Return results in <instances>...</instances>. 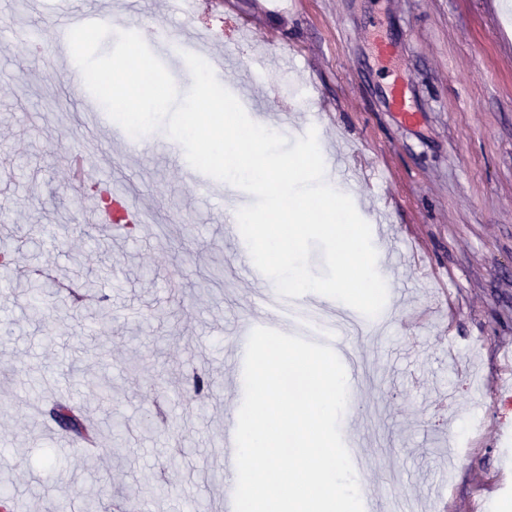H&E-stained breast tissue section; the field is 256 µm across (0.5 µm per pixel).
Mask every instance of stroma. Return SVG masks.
Returning a JSON list of instances; mask_svg holds the SVG:
<instances>
[{
  "label": "stroma",
  "instance_id": "1",
  "mask_svg": "<svg viewBox=\"0 0 512 512\" xmlns=\"http://www.w3.org/2000/svg\"><path fill=\"white\" fill-rule=\"evenodd\" d=\"M54 14L55 0L36 12L0 0V240L15 273L38 266L59 283L39 321L20 291L0 292V493L11 512H87L94 499L124 512L137 496L148 512H220V434L244 397L226 361L251 300L275 285L246 273L245 240L215 223L220 200L184 181L164 129L131 157L87 130L82 94L47 64L51 45L14 37ZM191 25L230 53L224 85L252 83L269 127L285 107L302 121L327 104L317 137L343 157L357 212L391 222L372 243L401 257L376 262L395 315L348 342L364 378L340 428L372 462L358 483L404 512H512V489L496 490L512 481V389L498 385L512 375V13L499 0H293L279 12L208 0ZM378 38L394 44L391 63ZM271 53L291 65L255 77L252 59ZM396 74L418 124L386 109ZM75 147L95 159L80 187L62 161ZM103 188L144 199L125 237L85 212ZM197 375L211 387L196 400ZM60 396L93 420L94 453L59 446L44 411Z\"/></svg>",
  "mask_w": 512,
  "mask_h": 512
}]
</instances>
